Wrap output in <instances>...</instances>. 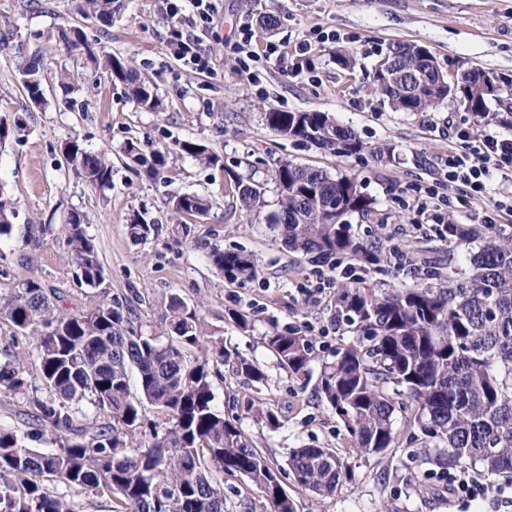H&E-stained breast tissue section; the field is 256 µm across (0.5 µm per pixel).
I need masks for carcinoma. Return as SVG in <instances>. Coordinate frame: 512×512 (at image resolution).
<instances>
[{
  "instance_id": "cac0c4a2",
  "label": "carcinoma",
  "mask_w": 512,
  "mask_h": 512,
  "mask_svg": "<svg viewBox=\"0 0 512 512\" xmlns=\"http://www.w3.org/2000/svg\"><path fill=\"white\" fill-rule=\"evenodd\" d=\"M97 18H112V0H86ZM415 45L397 43L389 59L403 75L413 73ZM105 68L126 84L142 108L155 111L157 95L137 79L130 65L108 57ZM42 58L29 57L20 67L23 88L30 98L44 96ZM373 90L399 111L411 105L399 94L373 84ZM458 101L481 119L505 123L512 110L492 112L489 103L471 87L457 91ZM277 134L310 141L341 154L363 149L350 130L336 125L326 112L265 113ZM180 150L206 164L217 156L198 144L184 141ZM71 158L90 186L105 188L112 181V163L70 145ZM125 152L145 171L160 174L165 157H145L129 141ZM278 190V209L271 215L282 225L284 244L291 250L336 265L350 258L377 265L389 250L383 237L366 243L355 237L350 224H332L321 208L325 197L338 195L344 215L371 211V202L346 176L293 163L280 165L271 175ZM231 191L242 208L263 203L260 184L234 180ZM176 214L205 216L209 201L197 194L170 200ZM13 202L0 194V236L8 235ZM70 247L79 285L95 288L104 269L85 217L70 214L62 227ZM135 242L147 240L155 224L136 215L127 224ZM438 236L451 250L470 253L462 272L448 266L446 279L432 267L433 284L381 291L360 279L342 284L336 293V317L351 327L355 340L337 351L324 371L317 398L343 422L351 449L380 454L396 444L395 406L410 412L433 439L427 462L441 470L474 466L494 478L512 479V237L485 235L452 221ZM215 266L229 278L251 273L249 260L215 249ZM0 323L16 341L38 334L35 371L19 356L0 363V397L28 396L39 429L33 435L52 446L39 451L25 443V435L0 428V512H75L65 495L50 485L88 489L118 502L116 512H226L224 489L214 475L243 476L259 488L269 512H296L294 500L282 487L275 469L239 427L215 404L209 367L231 363L235 373L255 383L266 375L262 366L242 359L221 338L198 335L196 310L179 296L168 299L161 331L168 340L145 333L137 318L120 302H102L71 311L53 302L40 281L26 278L0 294ZM267 346L280 364L295 375L305 374L312 361L311 340L297 333L273 332ZM199 350L187 358L184 347ZM135 372L139 394L131 391ZM400 387L406 397L395 403L384 385ZM160 420L146 419L145 407ZM91 408L101 422L87 431L77 426V414ZM255 417L278 427L276 412L265 405H247ZM149 430L144 446L128 448L136 434ZM288 467L297 484L328 496L355 481L346 449L304 445L292 450Z\"/></svg>"
}]
</instances>
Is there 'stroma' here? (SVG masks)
<instances>
[{
	"instance_id": "stroma-1",
	"label": "stroma",
	"mask_w": 512,
	"mask_h": 512,
	"mask_svg": "<svg viewBox=\"0 0 512 512\" xmlns=\"http://www.w3.org/2000/svg\"><path fill=\"white\" fill-rule=\"evenodd\" d=\"M85 0H0V120L22 129L0 141V190L15 202L12 232L0 237V290L32 277L53 289L61 306L77 311L117 300L135 307L145 329L159 326L170 296L195 306L202 336L223 337L236 354L260 363L261 384L211 366L215 403L274 466L297 512H377L382 503L400 512H458L457 501L435 466L426 460L427 436L396 410L397 443L378 454H353L352 485L318 498L289 474L291 449L314 444L344 448L348 435L336 414L317 397L325 366L354 339L334 319L338 285L366 279L378 289L425 282L421 257L467 268L466 252H449L437 225L479 224L487 201L467 207L452 203L443 188L448 154L458 133L512 138V126L481 123L455 103L422 112H398L375 95L373 69L396 41L426 47L441 71L452 75L481 67L512 78V0H215L213 22L202 37L211 72L188 71L164 50L167 22L159 0H115L112 19L84 15ZM275 19L266 28V19ZM80 27L85 46L59 42V30ZM251 48L277 46L289 63L302 66L293 77L281 68L254 63L244 68L234 46L242 31ZM329 38L318 41L317 31ZM44 56V100L33 104L23 90L17 64L34 51ZM115 56L132 63L149 81L163 109L140 108L125 84L112 80L102 62ZM271 110L329 113L363 142L360 154L340 156L310 142L284 138L266 124ZM137 142L144 155L163 153L161 174L151 177L124 152ZM77 142L92 153H107L112 184L99 190L77 174L64 151ZM207 146L219 157L208 165L179 150L180 142ZM320 168L353 178L372 203L371 215L352 214L355 236L385 237L399 245L407 263L387 261L366 269L346 261L330 267L288 250L270 231L277 191L269 176L281 163ZM264 184L265 203L241 209L229 190L231 177ZM438 187L428 215L416 209L421 190ZM183 193L212 202L202 218L178 217L169 200ZM84 215L104 268L99 287L79 286L62 232L71 212ZM157 225L147 241L133 242V215ZM182 222L189 237L173 236ZM28 224L56 230L38 246L22 240ZM240 253L252 262L249 277L230 279L210 259L212 248ZM249 320L239 329L231 319ZM299 333L313 343L308 373L293 375L265 342L270 332ZM263 402L279 415L272 429L247 414L248 402Z\"/></svg>"
}]
</instances>
